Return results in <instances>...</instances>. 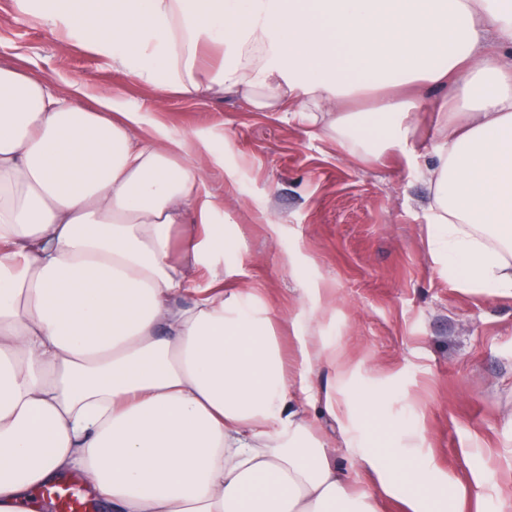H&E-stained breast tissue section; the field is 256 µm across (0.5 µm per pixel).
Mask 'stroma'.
I'll return each mask as SVG.
<instances>
[{"mask_svg":"<svg viewBox=\"0 0 512 512\" xmlns=\"http://www.w3.org/2000/svg\"><path fill=\"white\" fill-rule=\"evenodd\" d=\"M0 45L56 89L85 83L187 136L217 204L211 222L232 227L237 243L217 242L212 260L225 287L259 288L282 350L297 349L300 301L321 299L324 336L358 389L388 391L390 418L421 428L419 455L444 477L512 485V297L455 288L439 273L418 161L397 150L368 161L282 114L147 86L24 20L10 0H0Z\"/></svg>","mask_w":512,"mask_h":512,"instance_id":"obj_1","label":"stroma"}]
</instances>
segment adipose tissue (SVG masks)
Here are the masks:
<instances>
[{"label":"adipose tissue","mask_w":512,"mask_h":512,"mask_svg":"<svg viewBox=\"0 0 512 512\" xmlns=\"http://www.w3.org/2000/svg\"><path fill=\"white\" fill-rule=\"evenodd\" d=\"M25 20L171 94L285 112L378 159L416 153L426 91L449 89L419 174L429 253L449 284L512 296V0H14ZM410 87L372 112L341 105ZM215 202L186 138L119 98L0 63V512L78 471L109 512H447V481L369 420L344 353L302 302L291 389L255 289L191 287ZM193 223H185L186 214ZM340 426L355 491L311 411Z\"/></svg>","instance_id":"1"}]
</instances>
